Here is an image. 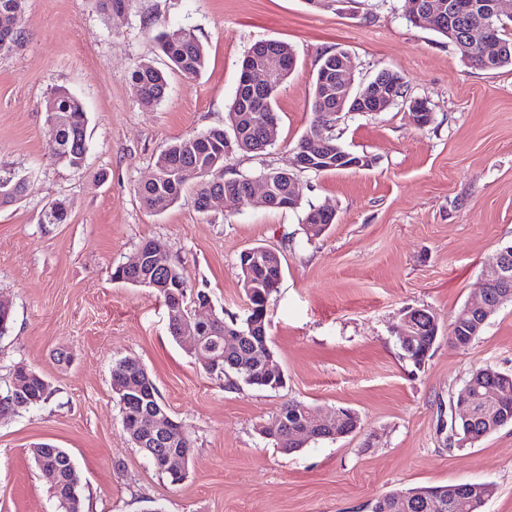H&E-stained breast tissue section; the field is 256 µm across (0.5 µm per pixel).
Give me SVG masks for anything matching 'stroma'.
<instances>
[{
    "label": "stroma",
    "instance_id": "1",
    "mask_svg": "<svg viewBox=\"0 0 512 512\" xmlns=\"http://www.w3.org/2000/svg\"><path fill=\"white\" fill-rule=\"evenodd\" d=\"M406 0H132L101 14L95 0H25L21 41L0 52V179L22 177L24 196L0 207V298L13 324L0 338V389L24 362L52 396L0 417V512H53L50 483L31 450L69 452L83 512H370L393 491L468 481L493 486L482 512H512V425L466 447L442 422L470 372L512 373V304L466 346L448 325L479 292L486 264L512 244V69L484 70L447 38L411 24ZM192 29L207 63L196 78L174 73L165 99L141 105L138 63L167 65L156 37ZM261 40L288 42L297 64L275 104L277 139L260 154L234 153L226 178L293 165L313 121L310 97L325 52L347 51L355 88L381 70L402 74L409 98L432 120L415 125L404 105L343 115L331 133L369 167L298 176L293 211L214 203L191 195L161 213L137 188L176 138L228 122L241 61ZM84 105L88 151L81 168L58 163L46 107L58 87ZM65 203L69 220L45 224ZM335 210L320 237L302 230L306 208ZM150 240L179 261L215 310L243 316L237 260L264 246L283 276L267 319L276 390L233 386L205 372L168 332L151 289L113 279ZM432 308L439 336L424 366L407 360L395 327L402 309ZM138 359L168 415L193 445L188 474L169 485L122 429L111 388L116 358ZM323 415L345 407L360 427L286 454L260 435L288 401Z\"/></svg>",
    "mask_w": 512,
    "mask_h": 512
}]
</instances>
